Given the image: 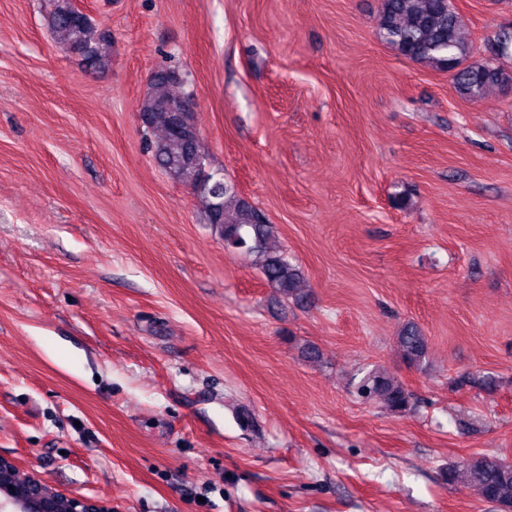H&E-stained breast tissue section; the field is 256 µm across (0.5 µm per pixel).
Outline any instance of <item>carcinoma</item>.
<instances>
[{"label": "carcinoma", "instance_id": "cac0c4a2", "mask_svg": "<svg viewBox=\"0 0 512 512\" xmlns=\"http://www.w3.org/2000/svg\"><path fill=\"white\" fill-rule=\"evenodd\" d=\"M49 26L85 71L105 75L111 64V35L98 29L88 16H79L71 0H47ZM378 36L404 59L446 72L456 93L477 102L512 85V73L499 58L512 53V30L502 29L493 38L494 50L472 60V44L463 36V20L451 0H382ZM178 84L170 75L158 72L142 99L139 117L143 128L159 131L152 144L154 163L171 178L181 182L205 158L199 149V130L190 112H163L161 107L187 100L168 88ZM205 223L213 225L224 240V248L246 252L267 283L280 295L302 297V270L292 264L276 244L277 230L259 209L245 200L237 187L212 181L196 192ZM397 345L406 362L420 366L427 353V340L418 326L408 323L398 333ZM357 393L365 400L379 399L392 413L412 409L411 394L404 385L378 369L364 373ZM448 483L470 485L496 512H512V462L478 455L448 465Z\"/></svg>", "mask_w": 512, "mask_h": 512}]
</instances>
